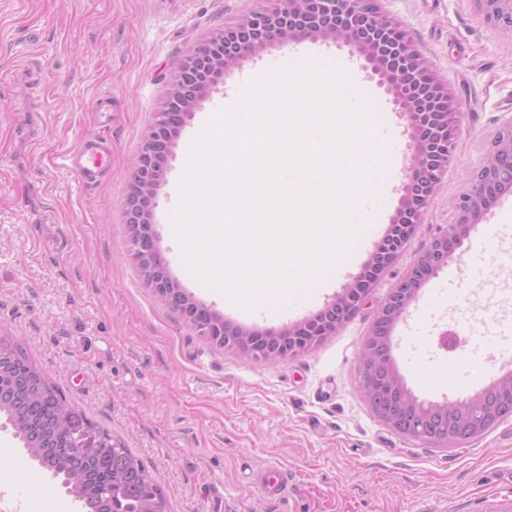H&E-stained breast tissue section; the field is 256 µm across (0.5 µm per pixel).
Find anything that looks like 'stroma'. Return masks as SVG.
<instances>
[{
	"label": "stroma",
	"instance_id": "35a3bbf8",
	"mask_svg": "<svg viewBox=\"0 0 512 512\" xmlns=\"http://www.w3.org/2000/svg\"><path fill=\"white\" fill-rule=\"evenodd\" d=\"M274 0H0V335L47 381L139 458L168 512H494L512 504V416L463 444H428L389 429L359 388V360L376 309L406 267L453 217L452 199L512 118V35L491 29L475 0H383L448 89L467 106L453 160L423 224L360 311L335 335L275 363L217 347L148 286L132 257L123 204L134 159L165 106L173 71L218 30ZM327 57L350 102L380 105L395 175L357 259L312 293L240 314L188 273L166 218L179 203L192 140L257 73L287 63L281 43L245 58L186 120L153 222L170 276L226 320L274 329L321 310L383 238L410 156L404 120L349 48L306 40ZM112 144V166L84 185L62 165L88 139ZM512 258V191L421 288L392 332V357L411 391L468 396L512 367V280L487 269ZM469 336L479 379L437 346ZM0 448L22 471H0V512H85L27 460L11 429ZM279 462L288 491L263 498L255 467Z\"/></svg>",
	"mask_w": 512,
	"mask_h": 512
}]
</instances>
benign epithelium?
Listing matches in <instances>:
<instances>
[{
	"mask_svg": "<svg viewBox=\"0 0 512 512\" xmlns=\"http://www.w3.org/2000/svg\"><path fill=\"white\" fill-rule=\"evenodd\" d=\"M281 0L255 11L201 44L172 77L166 111L158 113L134 163L125 203L126 224L148 285L187 326L205 331L216 346L264 361L296 356L311 347L306 330L336 334L366 303L380 277L419 230L462 130L465 108L383 8L382 0ZM495 31L512 33V0H475ZM333 41L364 60V68L390 96L406 122L411 159L399 204L382 240L336 298L316 314L280 329L256 330L227 322L197 302L168 273L157 248L152 206L165 182L168 159L187 117L242 58L283 41ZM512 189V118L493 135L482 166L454 202V218L406 269L377 309L360 360L365 401L394 432L429 443H461L512 415V369L473 395L421 399L392 364L391 331L418 299L423 285L452 260L473 226L500 195Z\"/></svg>",
	"mask_w": 512,
	"mask_h": 512,
	"instance_id": "obj_1",
	"label": "benign epithelium"
}]
</instances>
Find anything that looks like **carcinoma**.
<instances>
[{
	"label": "carcinoma",
	"instance_id": "obj_1",
	"mask_svg": "<svg viewBox=\"0 0 512 512\" xmlns=\"http://www.w3.org/2000/svg\"><path fill=\"white\" fill-rule=\"evenodd\" d=\"M4 371L0 374V394L11 393L15 384H30L33 404L20 413L6 406L0 416L16 419L15 436L30 458L62 480L70 494L94 512H140L143 503L155 496L167 505L162 489L154 483L142 462L130 449L112 439V435L96 428L80 411L66 403L33 366L17 346L8 344ZM65 413L86 424L94 432L109 439L107 448H87L75 453L70 444L59 438L55 417Z\"/></svg>",
	"mask_w": 512,
	"mask_h": 512
}]
</instances>
